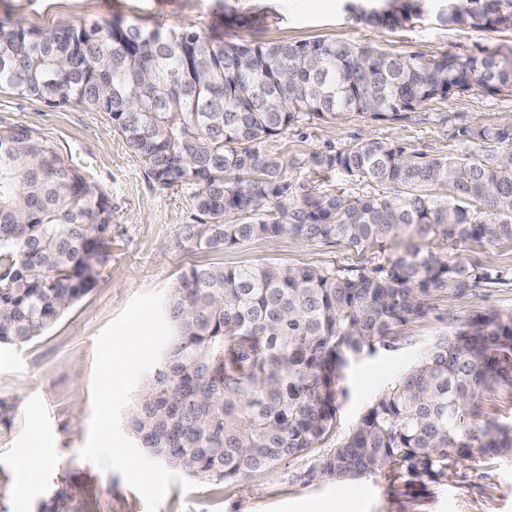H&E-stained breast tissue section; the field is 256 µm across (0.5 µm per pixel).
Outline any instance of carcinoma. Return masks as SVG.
Wrapping results in <instances>:
<instances>
[{
  "label": "carcinoma",
  "instance_id": "1",
  "mask_svg": "<svg viewBox=\"0 0 512 512\" xmlns=\"http://www.w3.org/2000/svg\"><path fill=\"white\" fill-rule=\"evenodd\" d=\"M424 2L348 10L397 26L420 17ZM438 2L444 25L512 29V0ZM475 82L512 94V58L418 63L334 40L245 45L120 20L48 33L0 22L1 91L105 108L154 181L195 187L180 247L217 251L281 235L357 251L404 246L369 270L258 262L183 272L165 306L172 337L129 416L137 447L190 478L219 481L310 456L336 433L349 358L426 317L433 294L493 280L492 269L443 249L512 243V123L459 128L468 148L457 156L427 159L370 138L310 156L316 173L404 186L403 195L290 203L276 148L303 121L346 112L397 121ZM489 141L501 149L487 150ZM111 242L108 191L29 129L0 128V344L44 335L91 289ZM498 385L512 389V313L476 314L383 390L308 477L385 468L421 476L450 461L512 457V425L467 418Z\"/></svg>",
  "mask_w": 512,
  "mask_h": 512
}]
</instances>
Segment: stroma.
<instances>
[{"instance_id":"1","label":"stroma","mask_w":512,"mask_h":512,"mask_svg":"<svg viewBox=\"0 0 512 512\" xmlns=\"http://www.w3.org/2000/svg\"><path fill=\"white\" fill-rule=\"evenodd\" d=\"M350 0H0V21L47 31L118 18L144 29L189 28L238 44L301 43L317 39L371 45L427 62L444 54L483 56L512 52V31L439 25L433 13L401 27L356 21ZM512 119V96L481 86L437 99L407 119H374L348 112L335 121L302 123L277 140L288 196L341 192L375 196L377 184L342 172L314 173L311 154L338 152L362 138L402 143L428 158L455 156L464 144L461 122L490 128ZM22 125L47 140L112 202V249L91 291L43 336L0 346V512H146L141 496L115 471L84 460L92 412L96 338L137 294L171 292L180 274L197 264L228 268L244 262L295 267L373 268L387 253L358 252L342 244L259 238L222 251L180 248L181 225L191 223L188 189L161 187L142 158L112 127L109 113L83 105L51 108L0 92V128ZM452 259L498 270L497 282L465 291L448 289L427 300L426 318L398 326L386 344L352 360L337 400V431L347 432L388 384L407 372L442 335L472 315L512 313V245L470 241ZM52 458L26 497L13 458L35 440ZM312 458L303 457L238 480L200 481L183 490L171 483L157 512H512V458L460 461L436 476L378 473L337 482L310 479Z\"/></svg>"}]
</instances>
